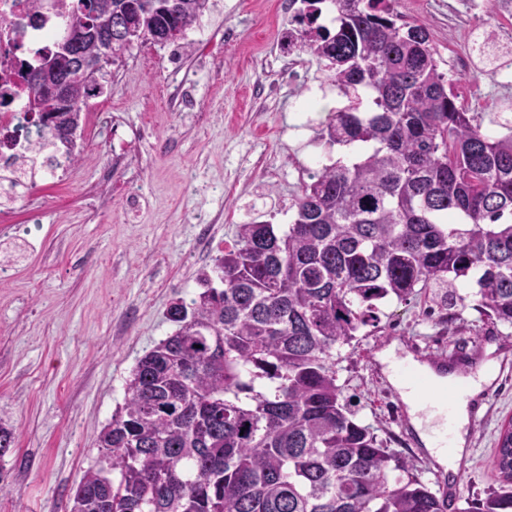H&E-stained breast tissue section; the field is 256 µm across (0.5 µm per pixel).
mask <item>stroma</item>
<instances>
[{"instance_id":"35a3bbf8","label":"stroma","mask_w":512,"mask_h":512,"mask_svg":"<svg viewBox=\"0 0 512 512\" xmlns=\"http://www.w3.org/2000/svg\"><path fill=\"white\" fill-rule=\"evenodd\" d=\"M395 10L429 30L446 63L470 54L474 31L496 24L487 14L463 27L449 0H396ZM288 16L280 0H211L202 41H137L117 51L102 94L83 110L79 161L38 192V223H28L18 200L15 223L0 224V258L12 268L0 279V423L16 437L0 458V512H70L133 367L174 329L171 302L199 292L200 271L238 225L291 223L288 206L312 154L348 156L321 139L319 125L295 127L308 89L323 90L328 110L348 100L306 54L296 57L300 79L275 78L288 65ZM453 86L482 128L497 131L512 83L478 64L455 73ZM111 112L121 117L122 139L98 133ZM430 298L421 289L387 302L337 365L344 402L390 453L414 460L428 485L427 452L399 423L401 398L379 372L380 353L411 344L458 368L487 353L490 332L512 338V327L470 307L438 316ZM494 390L482 422L468 427L460 508L498 485L492 461L512 418V372Z\"/></svg>"}]
</instances>
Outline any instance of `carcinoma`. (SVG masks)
I'll return each instance as SVG.
<instances>
[{
  "label": "carcinoma",
  "instance_id": "carcinoma-1",
  "mask_svg": "<svg viewBox=\"0 0 512 512\" xmlns=\"http://www.w3.org/2000/svg\"><path fill=\"white\" fill-rule=\"evenodd\" d=\"M301 2L288 48L314 58L344 96L321 138L364 148L351 162L308 172L278 234L238 225L237 239L198 278L202 291L168 310L175 331L142 356L124 404L101 430V455L76 487L71 512H447L411 460L395 457L341 399L336 359L381 306L432 289L441 310L473 302L512 325V118L494 135L458 104L421 25H399L390 0ZM210 0H70L100 28L124 16L143 39L200 23ZM29 92L26 115L50 145L53 104ZM478 52L495 76L503 50ZM76 84L78 129L87 100ZM39 107H33L34 101ZM493 467L499 488L465 512H512V418Z\"/></svg>",
  "mask_w": 512,
  "mask_h": 512
}]
</instances>
